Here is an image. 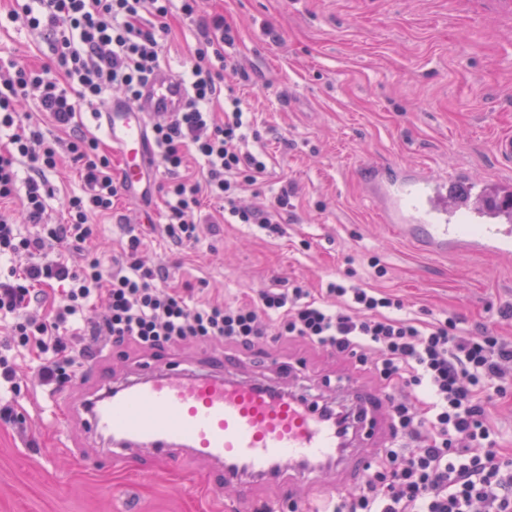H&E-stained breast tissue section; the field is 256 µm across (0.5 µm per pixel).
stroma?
<instances>
[{
	"label": "stroma",
	"mask_w": 512,
	"mask_h": 512,
	"mask_svg": "<svg viewBox=\"0 0 512 512\" xmlns=\"http://www.w3.org/2000/svg\"><path fill=\"white\" fill-rule=\"evenodd\" d=\"M216 12L237 28L226 71L256 115L253 151L267 170L242 194L263 208L282 185L291 194L280 233L258 224H203L189 248L165 235L164 185L153 162L145 195L119 194L112 214L92 227L104 262L120 256L125 227L137 225L147 264H164L189 301H235L265 288L312 295L347 269L363 284L401 298L408 311L457 317L473 334L512 344V262L487 255L431 257L380 223L364 180L376 166L464 167L477 177L507 174L493 139L512 132V0H198L193 20H177L164 67L189 72L202 26ZM0 56L49 64L45 40L21 24L0 25ZM195 372L228 367L232 377L270 382L335 410L382 385L356 358L302 340H264L251 349L200 341L145 352L110 347L68 376L74 402L109 378L137 377L145 363ZM20 391L0 392L15 423H0V512H226L235 499L212 468L183 458L160 469L148 451L111 461L77 417L54 425L48 390L19 360ZM354 486L333 468L312 483L295 469L254 483L249 512H288L290 499H314L319 485Z\"/></svg>",
	"instance_id": "35a3bbf8"
}]
</instances>
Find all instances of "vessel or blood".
Here are the masks:
<instances>
[{
	"label": "vessel or blood",
	"mask_w": 512,
	"mask_h": 512,
	"mask_svg": "<svg viewBox=\"0 0 512 512\" xmlns=\"http://www.w3.org/2000/svg\"><path fill=\"white\" fill-rule=\"evenodd\" d=\"M186 86L160 69L135 101L110 98L99 126L121 165L125 192L139 187L152 162L145 120L183 110ZM366 192L381 223L430 255L467 251L512 259V179L494 182L455 168L401 176L374 167ZM78 411L87 427L112 442L113 460L131 448L173 465L188 455L217 468L239 496L258 481L277 479L287 463L340 461L336 427L322 408L258 382L223 373L149 367L144 379L107 385Z\"/></svg>",
	"instance_id": "vessel-or-blood-1"
}]
</instances>
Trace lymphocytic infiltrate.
Segmentation results:
<instances>
[{"mask_svg": "<svg viewBox=\"0 0 512 512\" xmlns=\"http://www.w3.org/2000/svg\"><path fill=\"white\" fill-rule=\"evenodd\" d=\"M197 0H10L7 18L43 33L50 46L47 66H23L0 58V205L20 200L21 220L0 215V386L17 389V357L30 358L40 385L60 386L80 363L68 357L73 342L92 357L108 345L143 348L202 339L248 348L269 334L298 337L340 354H375L385 383L420 387L397 407L400 440L381 449L367 465L364 484L336 497L333 512H512V456L497 446L485 404L489 388L506 394L512 346L495 336L463 334L453 319L424 321L402 315V302L347 279L328 283L323 298L302 288H270L257 299L235 304H188L167 287L169 272L149 267L129 234L125 260L105 269L86 254L94 218L110 214L118 186L110 159L97 139L75 133L83 104L110 90L134 100L160 67L162 42L173 13L192 18ZM195 51L185 84L183 112L156 122L154 143L166 185L167 236L177 244L198 239L195 216L203 199L222 202L234 223L277 231L276 213L288 207L280 192L269 210L238 206L236 198L264 174L263 155L248 149L255 120L234 91L220 82L229 61L224 46L233 27L223 15ZM224 100V119L211 106ZM34 103L57 129L46 136L39 124H23L22 104ZM194 152L200 175L181 176L186 152ZM78 165L82 186L65 202L63 223H50L47 175L63 158ZM29 174L20 177V165ZM30 226L21 233L19 223ZM60 285L61 301L44 310V288ZM104 297L105 309L85 317L87 303Z\"/></svg>", "mask_w": 512, "mask_h": 512, "instance_id": "f902f5d3", "label": "lymphocytic infiltrate"}]
</instances>
